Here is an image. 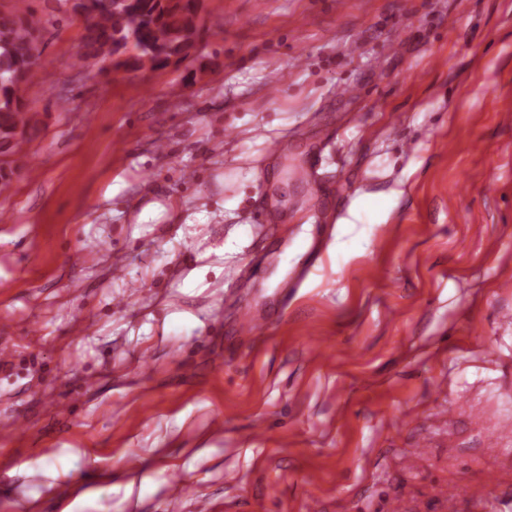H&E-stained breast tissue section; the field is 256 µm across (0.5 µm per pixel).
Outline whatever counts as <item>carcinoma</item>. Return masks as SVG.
<instances>
[{"label":"carcinoma","mask_w":512,"mask_h":512,"mask_svg":"<svg viewBox=\"0 0 512 512\" xmlns=\"http://www.w3.org/2000/svg\"><path fill=\"white\" fill-rule=\"evenodd\" d=\"M94 13L83 27L76 63L110 61L116 68L161 69L182 59L183 32L198 10V0H91ZM41 18L23 0L0 12V148L21 151L15 131L32 127L25 108L26 73L37 55Z\"/></svg>","instance_id":"carcinoma-1"}]
</instances>
